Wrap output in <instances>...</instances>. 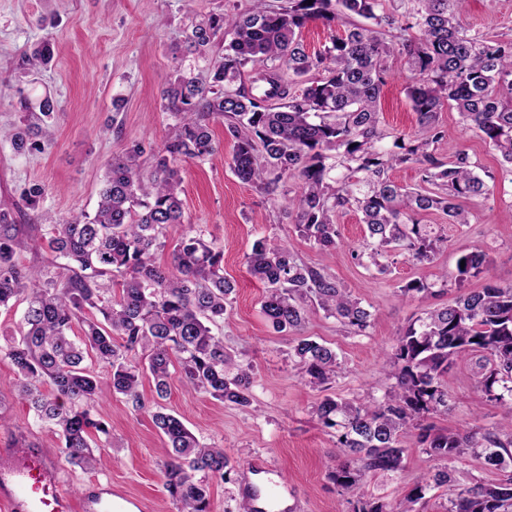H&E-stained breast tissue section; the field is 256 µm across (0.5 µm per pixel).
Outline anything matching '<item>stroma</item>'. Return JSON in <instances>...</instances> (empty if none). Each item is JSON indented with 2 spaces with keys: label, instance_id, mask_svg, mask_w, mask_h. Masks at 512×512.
Here are the masks:
<instances>
[{
  "label": "stroma",
  "instance_id": "35a3bbf8",
  "mask_svg": "<svg viewBox=\"0 0 512 512\" xmlns=\"http://www.w3.org/2000/svg\"><path fill=\"white\" fill-rule=\"evenodd\" d=\"M251 0H0V131L19 125L23 103L51 98L55 123L48 131L34 132L38 146L18 153L0 139V211L9 212L27 246L21 264L62 273L43 238L51 219L78 212L94 214L98 193L109 164L127 145L140 141L142 176H149L154 157L172 135L175 119L162 107V91L170 80L187 73L210 80L224 55L223 45L203 54H190L185 39L193 24L210 14L249 9ZM463 26L491 40L512 39V0H467ZM49 41L52 59L41 63L33 56L42 41ZM412 75L401 58L389 59L386 85L380 100L381 127L386 145H411L417 117L407 95ZM443 139L434 153L447 160L454 149L466 150L473 161L494 175L489 199H467L465 224L449 223L442 211L422 213L442 242L432 262L417 263L393 253L388 269L379 272L364 252L365 227L356 210L339 213V239L325 253L294 229L283 190L299 192L301 183L283 177L280 192L268 195L241 182L229 163L234 140L224 122H213L218 148L214 158L190 160L180 166L183 218L168 227L166 238L203 237L224 251V275L236 288L218 333L224 348L251 365L250 407L212 398L183 387L172 378L164 401L197 438L223 448L229 459L225 478L209 481L211 512H239L250 479L248 465L255 456L267 459L274 474L287 478L285 507L273 512H351L348 497L330 478L334 463L346 455L334 430L324 427L316 414L326 396L369 400L382 398L388 382L383 372L386 352L400 330L423 310L450 303L455 286L425 298L405 299L400 288L420 279L439 283L443 273H455L458 258L475 249L486 251L491 263L488 280L512 283V183L500 179L499 156L465 126L456 110L439 114ZM44 187L37 205L25 201L31 185ZM268 239L288 246L304 262L325 269L358 298L371 317L366 330L354 332L321 310L310 313L304 335L333 347L340 367L329 386L310 383L292 355L294 337L275 332L260 310L262 288L247 270L246 256L253 244ZM448 387L447 416L433 415L438 428L492 426L503 417L502 408L485 402L475 387L471 366L459 361L444 378ZM17 376L0 362V448H12L18 439L60 457L57 438L37 423L18 396ZM141 410L123 396L103 391L94 411L108 425L112 444L103 448V466L93 470L63 464L70 488L94 482L111 484L144 512H176L163 486V436L155 426L153 383L143 379ZM401 470L369 478V495L394 502L417 480L433 475L442 463L415 445Z\"/></svg>",
  "mask_w": 512,
  "mask_h": 512
}]
</instances>
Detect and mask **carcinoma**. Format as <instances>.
<instances>
[{"label": "carcinoma", "mask_w": 512, "mask_h": 512, "mask_svg": "<svg viewBox=\"0 0 512 512\" xmlns=\"http://www.w3.org/2000/svg\"><path fill=\"white\" fill-rule=\"evenodd\" d=\"M402 2L405 17L413 19L403 31L417 32L396 43L377 30L384 21L392 24L376 13L379 0H287L276 10L254 0L244 15L212 14L196 24L186 42L198 52L221 32L230 40L210 82L180 74L163 91L164 108L176 125L155 156L150 178L140 176L144 147L133 141L108 166L94 216L82 212L48 225L47 248L73 263L70 275L46 279L43 270L22 265V241L9 214L0 212V306L26 303L18 336L0 347V360L18 376L19 396L36 418L58 432L71 464L88 469L101 462L95 437L109 432L93 418L92 402L104 384L141 409L144 372L163 399L177 365L186 386L240 407L251 405L248 370L235 368L224 337L213 331L234 290L224 277L223 252L200 237L185 236L173 246L171 264L154 258L165 246L164 229L183 217L178 164L215 152L210 120L229 121L230 167L241 182L270 195L278 182L267 180L269 172L301 181L300 194L288 198L289 209L296 211L300 236L319 249L336 248V214L352 207L361 212L370 252L358 258H369L381 273L388 268L381 259L392 252L419 263L432 260L441 238L431 236L416 215L440 210L448 223L467 224L459 200L493 195L466 151H455L446 164L433 153L431 146L443 137L438 117L444 106L454 104L461 120L498 153L502 176L512 182V40L467 33L460 19L465 0ZM319 19L341 21L345 31L324 51L311 53L299 33ZM396 52L413 74L408 97L418 125L414 144L401 154L380 146L378 112L385 61ZM249 63L264 72L252 83L269 86L257 95L231 88ZM285 68L300 80L313 70L324 76L292 94L284 84ZM32 129L29 124L9 134L15 151L36 146L29 141ZM408 162L435 190L404 188L387 176L389 168ZM338 167L346 174L333 181L330 172ZM459 260L465 265H456L453 301L425 310L402 329L387 354L391 384L383 398L327 396L317 407L322 424L340 432L347 458L331 477L357 497L353 512H419L416 505L435 487L445 488L447 512H512V284L467 288V281L484 276L489 257L473 250ZM248 263L265 288L261 310L277 331L300 332L309 300L349 329L367 328L370 313L360 302L288 247L258 240ZM116 277L121 293L114 299L106 281ZM432 288L419 280L399 292L414 299ZM76 327L82 332L77 341L71 336ZM115 335L121 343L114 342ZM139 350L148 353L145 370L127 359ZM293 354L310 382L326 385L336 376L339 362L327 345L303 336ZM88 357L107 368L106 380L84 366ZM468 357L474 359L483 399L505 408L506 421L490 429L422 424L427 415L448 411L442 377ZM44 384L51 390L43 391ZM153 421L165 437L164 487L178 512H210L205 478H224V449L200 442L161 406ZM412 430L420 448L445 462L443 469L418 480L395 504L365 497L368 478L402 467L401 437ZM469 455L500 478L485 483L457 477L454 463Z\"/></svg>", "instance_id": "carcinoma-1"}]
</instances>
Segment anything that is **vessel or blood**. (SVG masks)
Instances as JSON below:
<instances>
[{"mask_svg":"<svg viewBox=\"0 0 512 512\" xmlns=\"http://www.w3.org/2000/svg\"><path fill=\"white\" fill-rule=\"evenodd\" d=\"M0 512H127V499L98 483L68 494L57 461L23 445L0 450Z\"/></svg>","mask_w":512,"mask_h":512,"instance_id":"b4317fda","label":"vessel or blood"}]
</instances>
